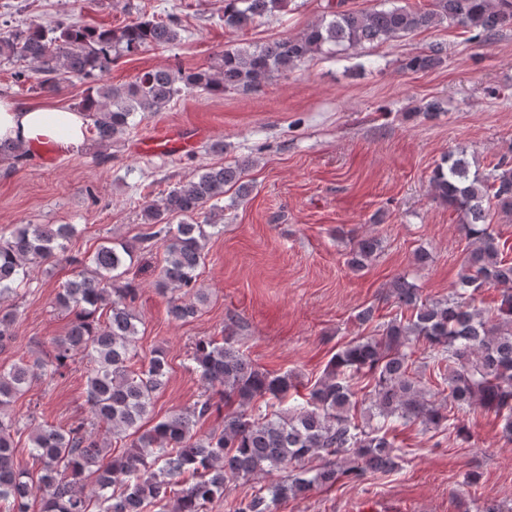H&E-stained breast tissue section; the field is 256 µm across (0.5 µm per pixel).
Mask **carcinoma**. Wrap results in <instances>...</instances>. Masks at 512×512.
<instances>
[{
  "label": "carcinoma",
  "instance_id": "1",
  "mask_svg": "<svg viewBox=\"0 0 512 512\" xmlns=\"http://www.w3.org/2000/svg\"><path fill=\"white\" fill-rule=\"evenodd\" d=\"M288 0H224V26L243 30L283 10ZM449 22L472 32L488 45L512 29V0H434V8L411 10L393 4L369 11L355 10L347 0H330L320 18L299 35L262 44L239 45L215 56L202 69L179 63L140 72L131 82L103 81L112 62L145 49H160L181 40L185 27L176 17H137L123 26H89L58 22H22L0 32V57L26 64L17 80L32 81L30 90L57 93L76 77L88 82L77 109L92 121V141L112 145L136 123L159 112L191 90L211 95L258 88L285 74L309 57L340 47L355 49L389 41ZM447 49L441 43L410 57V70L441 66ZM27 158V147L0 140V159L16 165ZM250 161L236 160L202 169L164 197L143 204L144 224L160 228L139 239H160L164 264L159 286L180 292L169 300L170 314L180 320L198 312L204 295L196 290L208 238L218 225L196 221L206 205L236 188L251 191L245 181ZM433 199L459 218L468 240L467 253L454 291L446 298L423 300L418 286L404 276L390 283V294L406 319L375 326L333 354L324 376L302 404L270 415L248 412L259 398L286 397L295 387L292 376L273 375L254 365L235 347L233 337L199 339L191 362L205 389L204 398L175 412L151 428L144 423L153 401L167 383V362L161 351L139 356L135 341L138 317L132 304L137 289L127 280L137 246L131 242L101 243L88 256L84 272L56 292L55 308L72 315L63 336L51 350L18 359L0 369V512H89L91 496L100 512H206L224 496L226 484L260 477L274 470L289 472L283 480L226 503L225 512H273L290 496L337 483L355 484L369 473L397 466L402 449L389 438L395 420L418 421L435 429L455 430L448 409L427 396L422 377L412 369L414 346L422 340L436 351L433 370L446 385L448 402L459 407L478 404L502 421L512 439V261L504 259L491 212L512 215V159L502 156L488 170L472 168L466 153L450 154L429 178ZM182 218L177 224L175 218ZM75 230L72 224H21L0 239V299L26 285L30 267L56 257ZM381 248V239L366 235L347 253V265L360 272ZM501 287L500 304L489 313L476 305L477 293ZM192 296L195 301L186 302ZM16 311L0 309V348L13 341L10 329ZM79 355L87 367V399L91 417L109 427L117 439L130 438L127 449L112 455L108 444L94 437L83 419L60 429L43 422L30 429L31 455L40 465L38 479L15 463V437L22 429L9 413L16 398L32 381L64 376L69 360ZM372 379V391L359 394L352 380ZM221 426L201 435L197 423L223 406ZM365 406L376 424L361 426L349 415ZM319 458L314 467L310 460Z\"/></svg>",
  "mask_w": 512,
  "mask_h": 512
}]
</instances>
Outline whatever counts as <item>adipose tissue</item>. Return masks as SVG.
<instances>
[{
  "label": "adipose tissue",
  "mask_w": 512,
  "mask_h": 512,
  "mask_svg": "<svg viewBox=\"0 0 512 512\" xmlns=\"http://www.w3.org/2000/svg\"><path fill=\"white\" fill-rule=\"evenodd\" d=\"M85 129L83 113L50 111L0 100V139L15 140L25 145L50 142L66 150L84 141Z\"/></svg>",
  "instance_id": "1"
}]
</instances>
